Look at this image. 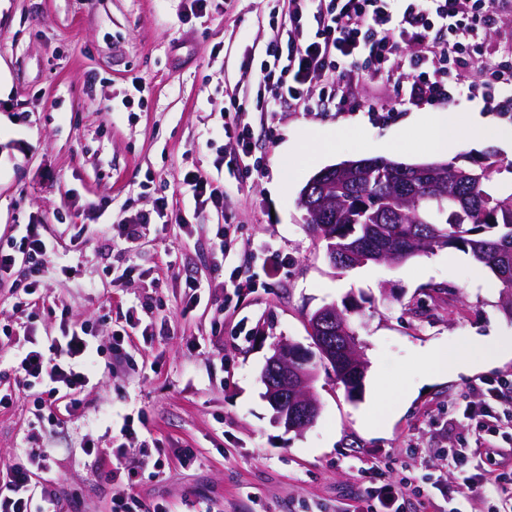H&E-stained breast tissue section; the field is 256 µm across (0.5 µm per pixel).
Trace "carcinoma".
Here are the masks:
<instances>
[{
  "label": "carcinoma",
  "mask_w": 512,
  "mask_h": 512,
  "mask_svg": "<svg viewBox=\"0 0 512 512\" xmlns=\"http://www.w3.org/2000/svg\"><path fill=\"white\" fill-rule=\"evenodd\" d=\"M353 175L331 182L330 217L308 223L335 266L363 264L347 255L352 244L368 252L366 261L396 264L437 249L463 251L512 296V191L495 182L497 170L447 163L418 172L382 158H361Z\"/></svg>",
  "instance_id": "obj_1"
}]
</instances>
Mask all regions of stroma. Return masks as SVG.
I'll return each instance as SVG.
<instances>
[{
	"instance_id": "stroma-1",
	"label": "stroma",
	"mask_w": 512,
	"mask_h": 512,
	"mask_svg": "<svg viewBox=\"0 0 512 512\" xmlns=\"http://www.w3.org/2000/svg\"><path fill=\"white\" fill-rule=\"evenodd\" d=\"M189 0H0V244L16 224H41L55 243L43 277L45 301L13 310L18 277L0 279V390H13L8 371L24 328L57 326L58 312L93 326L100 364L111 374L83 394L81 412L59 411L46 441L60 512H112L119 484L114 460L132 470L133 492L169 512H366L364 461L386 463L404 476L456 486L449 446L477 448L465 411L488 390L502 389L495 409L512 411V357H495L488 342L512 336L499 282L470 255L437 250L405 262L342 270L306 226L300 194L321 169L350 159L383 157L406 164L432 161L475 168L493 156L512 182V111L501 91L476 69L449 85L473 91L452 100L416 98L405 79L354 82L348 100L324 97L318 108L284 107L261 118L245 52L262 60L273 38L272 12L286 0H213L205 15ZM483 63L512 68V13L488 30ZM253 127L259 174L241 178L226 202L235 221L227 269L253 280L232 292L210 253L216 217L195 210L180 181L198 167L215 174L235 146L224 137L225 111ZM434 112L452 113L465 128L490 118L485 139L452 153L430 149L423 127ZM335 132L332 152L310 134ZM167 197L185 226L166 233L147 226L126 252L101 254V237L124 217L152 211ZM104 202V211L93 210ZM282 263L268 273L263 260ZM175 266L176 275L165 272ZM161 273L158 287L150 276ZM210 285L211 298L183 312L184 281ZM159 308L147 332L131 333L121 352L113 331L139 295ZM354 302L351 322L367 361L362 389L348 394L331 369L317 363L316 422L301 433L273 421L261 372L272 344L311 348L307 319L331 304ZM467 352L457 371L428 376L418 358L428 348ZM400 383L409 398L391 418L369 428L361 415L382 386ZM39 387L16 392L0 411V460L21 462L26 435L38 423ZM114 421L146 413L138 442L121 447ZM94 442L97 456L85 455ZM196 452L182 461L184 449Z\"/></svg>"
}]
</instances>
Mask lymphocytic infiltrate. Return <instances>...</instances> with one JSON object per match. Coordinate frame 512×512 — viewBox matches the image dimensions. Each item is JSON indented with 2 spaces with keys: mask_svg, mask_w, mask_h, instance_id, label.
Here are the masks:
<instances>
[{
  "mask_svg": "<svg viewBox=\"0 0 512 512\" xmlns=\"http://www.w3.org/2000/svg\"><path fill=\"white\" fill-rule=\"evenodd\" d=\"M497 0H288V17L276 29L255 78L256 103L261 112L270 114L283 101L304 102L306 85L335 78L344 87L352 70L365 64L371 77L382 79L401 71L415 96H447L445 80L450 67L464 68L476 63L479 44L462 43L468 36L489 27ZM315 18L317 28L308 31V18ZM446 33L435 41V33ZM420 45V52L409 62H402L400 49ZM182 182L188 186L194 206L225 216L224 202L229 189L223 181L199 170L184 171ZM175 213L166 199H159L153 213H138L123 224L119 238L104 237L101 251H111L116 240L136 242L152 221L172 223ZM50 242L41 225H24L20 236L7 247H0V275L11 274L24 266L28 283L13 307L25 311L35 307L41 295V283ZM91 331L85 323L61 318L58 333L36 338L24 337V345L12 367L16 384L41 386L44 394L40 409L55 411L65 407L74 411L82 406V393L91 383L95 360ZM478 427L487 432L486 448L467 451L449 448L448 462L459 473L458 488L448 491L449 512H466L467 490L478 489L491 501V512H501L508 495L502 474L487 470V457L508 455L495 442L503 421L491 406L471 410ZM44 436L32 433L29 464H0V512H31L33 499H40L39 512H58L54 479L33 482V468L45 457Z\"/></svg>",
  "mask_w": 512,
  "mask_h": 512,
  "instance_id": "1",
  "label": "lymphocytic infiltrate"
}]
</instances>
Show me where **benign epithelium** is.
Segmentation results:
<instances>
[{"label":"benign epithelium","mask_w":512,"mask_h":512,"mask_svg":"<svg viewBox=\"0 0 512 512\" xmlns=\"http://www.w3.org/2000/svg\"><path fill=\"white\" fill-rule=\"evenodd\" d=\"M338 315L339 310L334 304L315 312L308 320L310 336L323 360L337 367L341 374L357 375L362 366L353 354L354 339L344 335ZM290 356L297 363L306 359V354L297 346L288 343L274 345L273 354L263 369L262 380L278 420L289 430L301 431L314 422L320 404L313 390L315 372L289 364Z\"/></svg>","instance_id":"7a95c632"}]
</instances>
